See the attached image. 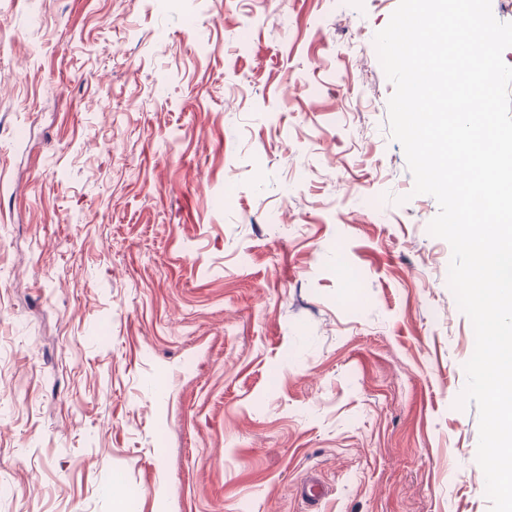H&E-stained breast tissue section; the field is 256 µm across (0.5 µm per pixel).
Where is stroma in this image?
I'll list each match as a JSON object with an SVG mask.
<instances>
[{"label":"stroma","mask_w":512,"mask_h":512,"mask_svg":"<svg viewBox=\"0 0 512 512\" xmlns=\"http://www.w3.org/2000/svg\"><path fill=\"white\" fill-rule=\"evenodd\" d=\"M398 3L0 0V512H490Z\"/></svg>","instance_id":"obj_1"}]
</instances>
